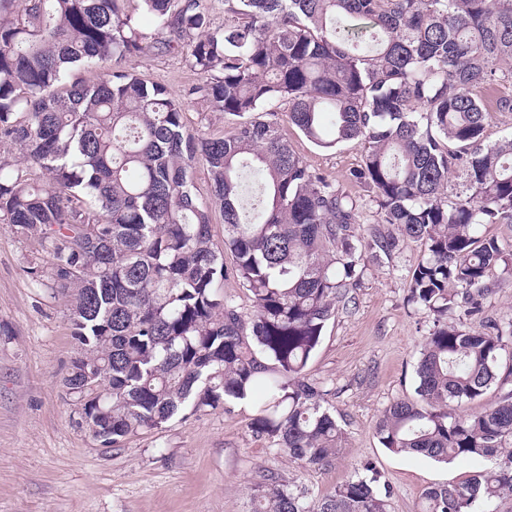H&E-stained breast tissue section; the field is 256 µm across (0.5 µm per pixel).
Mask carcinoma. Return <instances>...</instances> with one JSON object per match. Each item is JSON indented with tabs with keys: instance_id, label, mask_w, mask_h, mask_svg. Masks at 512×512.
I'll list each match as a JSON object with an SVG mask.
<instances>
[{
	"instance_id": "carcinoma-1",
	"label": "carcinoma",
	"mask_w": 512,
	"mask_h": 512,
	"mask_svg": "<svg viewBox=\"0 0 512 512\" xmlns=\"http://www.w3.org/2000/svg\"><path fill=\"white\" fill-rule=\"evenodd\" d=\"M224 5L233 24L211 31L200 0H0V140L24 152L21 166L0 160V223L49 239L53 285L73 293L84 354L65 385L87 429L118 447L189 404L259 392L253 435L304 468L330 466L343 430L305 368L336 306L352 302L365 253L389 258L409 240L423 249L409 301L434 328L416 368L420 401L387 407L378 441L399 455L487 462L428 488L420 512H474L512 494V392L480 411L454 408L501 371L512 375V323L488 318L483 305L507 258L482 231L512 224V137L486 143L476 94L512 84V0ZM187 37L199 91L215 111L243 118L224 135L190 134L181 102L133 71L68 82L79 66L171 52ZM279 103L321 148L361 141L352 178L394 231L356 232L357 200L291 149ZM199 160L224 213L222 251L210 204L194 193ZM38 171L50 182L37 183ZM248 173L261 194L251 210ZM230 275L252 313L217 291ZM474 319L479 328L463 327ZM389 496L369 463L321 498L270 473L252 512H387Z\"/></svg>"
}]
</instances>
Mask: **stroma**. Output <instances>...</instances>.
<instances>
[{
  "label": "stroma",
  "mask_w": 512,
  "mask_h": 512,
  "mask_svg": "<svg viewBox=\"0 0 512 512\" xmlns=\"http://www.w3.org/2000/svg\"><path fill=\"white\" fill-rule=\"evenodd\" d=\"M182 100L195 133L228 132L236 116L213 111L195 94L203 81L180 53L150 51L129 62ZM277 119L291 148L311 168L359 198L358 231L376 219L369 190L351 174L363 147L351 141L324 149ZM509 260L496 269L484 306L512 322V226L493 224ZM419 245H401L391 259H366L353 303L326 323L305 374L326 390L327 407L344 431L339 454L324 469L299 467L249 424L255 400L199 410L186 407L160 429L103 447L81 422L63 384L81 347L72 334L71 298L51 279V257L40 235L0 225V512H251L260 474L274 473L311 496L332 494L361 463L372 462L391 490L387 512H418L424 491L464 480L478 460L438 463L382 448L375 424L393 401L411 399L416 364L434 320L408 305L409 272Z\"/></svg>",
  "instance_id": "35a3bbf8"
}]
</instances>
